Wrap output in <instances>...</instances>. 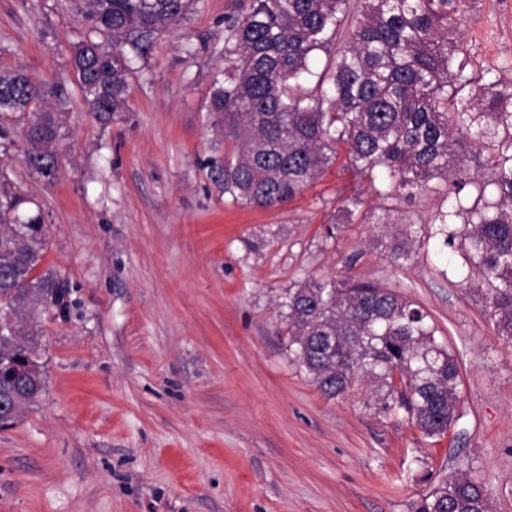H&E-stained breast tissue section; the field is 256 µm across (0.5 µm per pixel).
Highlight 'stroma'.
<instances>
[{
    "label": "stroma",
    "mask_w": 512,
    "mask_h": 512,
    "mask_svg": "<svg viewBox=\"0 0 512 512\" xmlns=\"http://www.w3.org/2000/svg\"><path fill=\"white\" fill-rule=\"evenodd\" d=\"M244 0H195L106 123L71 68L86 27L67 0H0V67L67 99L53 180L31 172L8 118L0 168L44 222L39 271L75 302L44 321L45 389L0 429V512H414L439 473L464 468L512 512V346L435 247L408 260L344 199L368 178L331 168L282 206L233 202L210 177L224 139L206 110L224 70L225 20ZM476 65L512 79V0H474ZM353 276L418 303L455 357L461 417L444 439L368 405L327 398L288 352L287 288Z\"/></svg>",
    "instance_id": "stroma-1"
}]
</instances>
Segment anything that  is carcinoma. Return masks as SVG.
Masks as SVG:
<instances>
[{
	"label": "carcinoma",
	"mask_w": 512,
	"mask_h": 512,
	"mask_svg": "<svg viewBox=\"0 0 512 512\" xmlns=\"http://www.w3.org/2000/svg\"><path fill=\"white\" fill-rule=\"evenodd\" d=\"M196 0H71L87 33L72 68L84 104L107 121L125 108L130 63ZM470 0H249L227 21L224 80L207 110L224 136L212 179L247 206H282L333 164L370 177L386 206L384 228L403 223L398 203L413 190L437 191L448 205L422 239L451 257L459 284L479 298L498 334L512 340V82L494 67H472L460 31ZM326 53L316 71L313 54ZM45 84L22 69H0V121L26 117L28 168L47 178L56 164L58 123ZM476 161L477 167L469 165ZM0 171V354L32 361L10 379L3 365L0 405L11 423L44 388L32 360L30 325L65 314L70 291L35 273L44 240L30 236L40 213ZM288 351L327 396L366 382L373 404L404 411L428 438H443L461 417L456 359L415 302L352 278L286 290ZM415 512H492L485 487L463 470L444 475Z\"/></svg>",
	"instance_id": "1"
}]
</instances>
